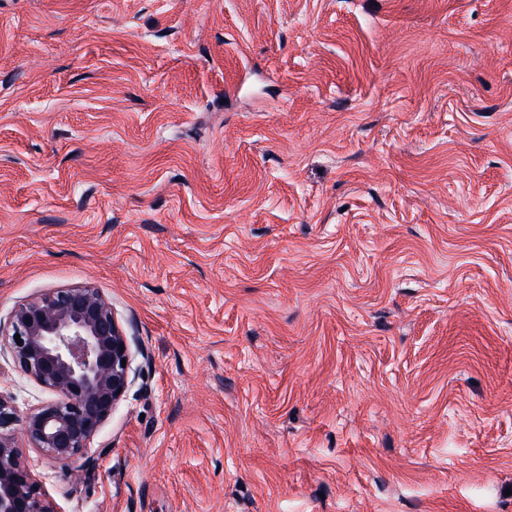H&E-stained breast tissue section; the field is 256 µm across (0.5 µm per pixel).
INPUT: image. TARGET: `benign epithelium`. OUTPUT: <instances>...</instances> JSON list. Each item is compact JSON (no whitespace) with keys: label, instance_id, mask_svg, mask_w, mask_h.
<instances>
[{"label":"benign epithelium","instance_id":"obj_1","mask_svg":"<svg viewBox=\"0 0 512 512\" xmlns=\"http://www.w3.org/2000/svg\"><path fill=\"white\" fill-rule=\"evenodd\" d=\"M3 347L23 374L56 399L20 419L0 395V512H58L33 478L15 426L55 461L66 465L83 455L133 384L129 340L107 298L85 286L16 306Z\"/></svg>","mask_w":512,"mask_h":512}]
</instances>
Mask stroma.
I'll list each match as a JSON object with an SVG mask.
<instances>
[{
  "mask_svg": "<svg viewBox=\"0 0 512 512\" xmlns=\"http://www.w3.org/2000/svg\"><path fill=\"white\" fill-rule=\"evenodd\" d=\"M80 286L59 512H512V0H0V324Z\"/></svg>",
  "mask_w": 512,
  "mask_h": 512,
  "instance_id": "35a3bbf8",
  "label": "stroma"
}]
</instances>
